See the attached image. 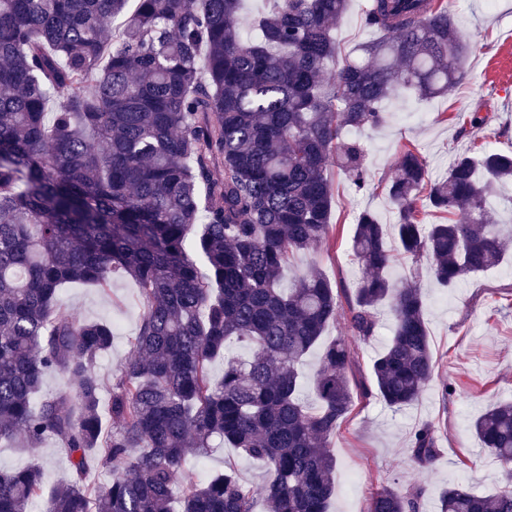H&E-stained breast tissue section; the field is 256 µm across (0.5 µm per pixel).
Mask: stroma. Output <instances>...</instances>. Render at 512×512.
Masks as SVG:
<instances>
[{"label":"stroma","mask_w":512,"mask_h":512,"mask_svg":"<svg viewBox=\"0 0 512 512\" xmlns=\"http://www.w3.org/2000/svg\"><path fill=\"white\" fill-rule=\"evenodd\" d=\"M458 35L470 47L465 74L452 93L427 99L398 95L386 106L388 121L378 129L357 132L367 148L374 188L359 192L344 176H336L332 200L334 231L328 245L300 255L285 270L284 286L317 268L346 295H353L366 272L352 259L354 224L362 211L372 212L380 223L395 220L386 186L397 175L396 161L404 146L424 158L431 179L445 175L459 154L478 155L483 146L512 153V0H453ZM487 115L485 125L464 127L462 119L473 112ZM390 275L398 284L414 283L426 296V322L436 359V374L419 401L394 411L380 398L355 400L353 409L331 440L336 456V494L330 512H367L371 496L387 484L418 486L423 491L421 512H442L448 486L462 484L480 494H492L502 485L496 459L485 452L472 431L473 421L490 406L512 399V261L467 277L452 293L450 305H440L443 294L428 269L411 276L409 263L396 261ZM62 309L82 320L118 324L109 355L97 360L94 372L103 389H110L116 369L134 354L143 300L137 285L112 278L108 287L70 284L61 291ZM389 309H382L375 336L362 344L345 321L331 324L321 342L340 339L355 352L350 377L353 384L372 379V360L391 334ZM456 392L443 396V384ZM433 424L440 449L431 464L416 466L409 456L415 427ZM47 459L46 487L70 473V461L56 441H47L36 453L19 448L0 449V469L20 470L35 457ZM236 467L247 482L266 481L265 469L240 456L235 449L214 445L206 457L190 464L195 480Z\"/></svg>","instance_id":"obj_1"}]
</instances>
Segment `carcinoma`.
I'll use <instances>...</instances> for the list:
<instances>
[{"mask_svg":"<svg viewBox=\"0 0 512 512\" xmlns=\"http://www.w3.org/2000/svg\"><path fill=\"white\" fill-rule=\"evenodd\" d=\"M242 2L0 0V443L55 439L71 463L50 490L40 462L0 471V512H28L34 498L44 512H253L258 495L265 512H329L353 352L340 340L323 349L305 404L302 368L337 322L340 292L320 270L284 288L282 271L329 241L333 169L371 186L365 145L346 133L385 125L383 105L400 92L451 91L468 47L444 0H371L364 23L377 37L357 56L332 34L349 0H265L250 40ZM398 166L396 222L363 211L355 224L367 276L346 322L367 343L389 305L393 334L359 395L400 410L436 362L425 297L392 281L387 236L442 288L498 266L512 241L487 199L512 183V155H460L430 186V207L460 223H422L427 164L406 146ZM114 276L137 283L144 311L104 408L93 367L112 324L61 312L59 290ZM232 339L250 356L227 357ZM54 371L72 388L43 391ZM472 430L503 486H451L443 512H512V403ZM215 439L265 465L268 481L256 487L231 466L205 483L185 474ZM438 455L434 426L417 427L412 462ZM94 467L111 480L87 484ZM421 500L419 488L383 486L368 512H420Z\"/></svg>","mask_w":512,"mask_h":512,"instance_id":"cac0c4a2","label":"carcinoma"}]
</instances>
